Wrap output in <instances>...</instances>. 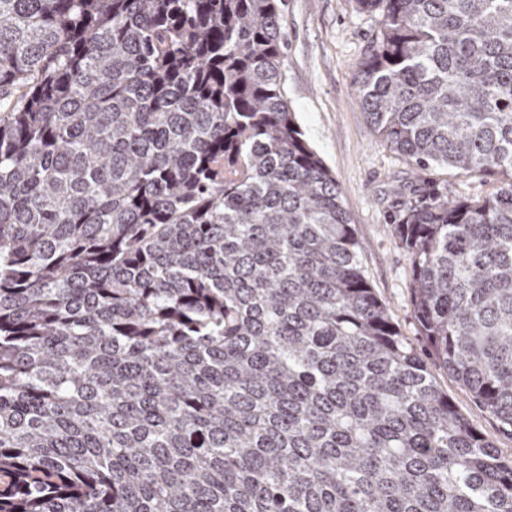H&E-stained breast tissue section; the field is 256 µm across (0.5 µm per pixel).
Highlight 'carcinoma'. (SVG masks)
Returning <instances> with one entry per match:
<instances>
[{"instance_id": "1", "label": "carcinoma", "mask_w": 512, "mask_h": 512, "mask_svg": "<svg viewBox=\"0 0 512 512\" xmlns=\"http://www.w3.org/2000/svg\"><path fill=\"white\" fill-rule=\"evenodd\" d=\"M432 356L512 435V0H355ZM281 0H0V512H512L361 271Z\"/></svg>"}]
</instances>
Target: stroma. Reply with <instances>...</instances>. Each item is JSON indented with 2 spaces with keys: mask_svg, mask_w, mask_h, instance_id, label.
Returning a JSON list of instances; mask_svg holds the SVG:
<instances>
[{
  "mask_svg": "<svg viewBox=\"0 0 512 512\" xmlns=\"http://www.w3.org/2000/svg\"><path fill=\"white\" fill-rule=\"evenodd\" d=\"M285 91L307 143L335 177L354 225L363 273L393 322L418 351L425 340L412 316V265L392 234L397 189L414 192L418 180L451 185L460 199L493 195L500 177L463 176L433 167L415 172L411 162L381 143L361 109L354 87L356 69L378 30L377 15L360 13L354 0H283ZM432 372L460 412L512 456V437L470 400L441 368Z\"/></svg>",
  "mask_w": 512,
  "mask_h": 512,
  "instance_id": "35a3bbf8",
  "label": "stroma"
}]
</instances>
